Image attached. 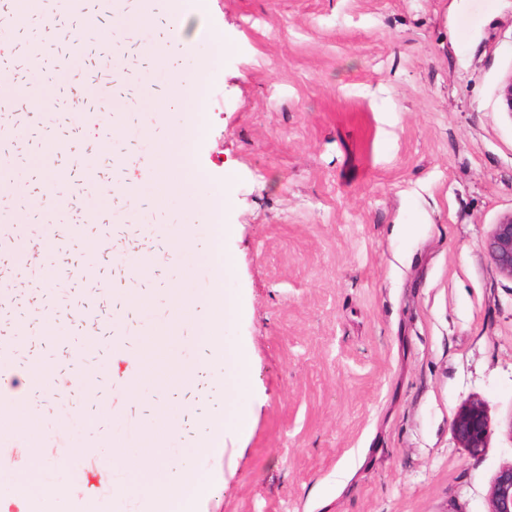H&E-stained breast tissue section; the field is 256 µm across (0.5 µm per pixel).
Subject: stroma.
I'll list each match as a JSON object with an SVG mask.
<instances>
[{
	"label": "stroma",
	"mask_w": 512,
	"mask_h": 512,
	"mask_svg": "<svg viewBox=\"0 0 512 512\" xmlns=\"http://www.w3.org/2000/svg\"><path fill=\"white\" fill-rule=\"evenodd\" d=\"M189 18L190 51L174 62L133 48L156 36L153 16L116 26L79 76L0 109L30 145L7 147L24 190L56 178L62 193L83 181L66 157L48 160L43 134L77 143L100 178H143L144 196L102 204L91 231L104 249L83 288H41L42 257L55 278L78 256L53 250L77 231L28 217L0 243V341L19 366L67 378L63 401L27 395L23 424L0 450V486L21 480L28 498L0 497V512H147L168 469L151 473L100 458L117 448H162L208 475L192 512H488V491L512 462V279L484 244L512 212V113L500 92L512 77V0H205ZM227 45L217 52L216 42ZM220 73L208 90L196 160L208 187L227 193L224 250L234 265L224 292L239 308L228 342L249 351L250 426H226L220 448L198 455L203 413L223 404L217 375L180 387L137 372L136 348L102 327L123 312L143 336L171 329V357L198 365L196 299L213 271L205 259L210 212L180 191L176 162L153 155L180 112L151 111L141 94L171 88L174 73ZM118 117L112 151L101 142L98 94ZM171 225L143 234L142 215ZM179 289L187 305L169 301ZM92 313L75 323L73 300ZM49 311L54 326L35 339ZM480 399L492 434L472 455L456 441L457 410ZM98 421L100 446L86 471L57 466L60 448H81ZM66 484V500L43 487Z\"/></svg>",
	"instance_id": "stroma-1"
}]
</instances>
